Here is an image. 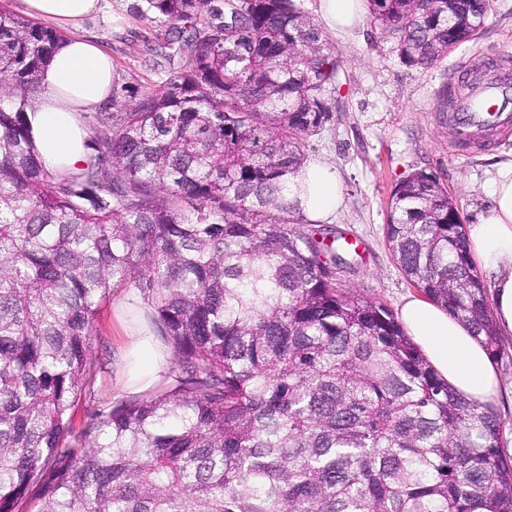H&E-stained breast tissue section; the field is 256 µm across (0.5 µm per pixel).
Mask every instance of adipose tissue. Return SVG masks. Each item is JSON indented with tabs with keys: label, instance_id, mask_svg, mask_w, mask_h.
Here are the masks:
<instances>
[{
	"label": "adipose tissue",
	"instance_id": "1",
	"mask_svg": "<svg viewBox=\"0 0 512 512\" xmlns=\"http://www.w3.org/2000/svg\"><path fill=\"white\" fill-rule=\"evenodd\" d=\"M30 18L77 25L99 0H14ZM112 59L92 41L68 37L39 74V92L26 108L32 141L47 170L64 177L91 157L84 115L112 91ZM296 218L305 224L331 221L343 202L335 170L311 161L299 172ZM490 206L466 227L470 253L487 276L499 331L512 336V160L498 164L487 185ZM400 319L432 367L461 395L485 402L499 391L498 375L471 330L433 303L408 298ZM171 364L167 348L149 335L133 336L118 377L117 395L142 392L163 381Z\"/></svg>",
	"mask_w": 512,
	"mask_h": 512
}]
</instances>
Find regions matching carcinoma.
I'll list each match as a JSON object with an SVG mask.
<instances>
[{
    "instance_id": "obj_1",
    "label": "carcinoma",
    "mask_w": 512,
    "mask_h": 512,
    "mask_svg": "<svg viewBox=\"0 0 512 512\" xmlns=\"http://www.w3.org/2000/svg\"><path fill=\"white\" fill-rule=\"evenodd\" d=\"M488 0H367L401 58L470 42ZM166 78L112 83L94 159L60 178L26 107L59 32L0 8V512H512L490 402L442 378L384 304L341 292L340 238L290 222L336 60L298 0H142ZM403 275L501 357L488 288L437 178L394 189ZM135 288L168 385L73 431L101 303Z\"/></svg>"
}]
</instances>
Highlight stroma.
I'll list each match as a JSON object with an SVG mask.
<instances>
[{"mask_svg":"<svg viewBox=\"0 0 512 512\" xmlns=\"http://www.w3.org/2000/svg\"><path fill=\"white\" fill-rule=\"evenodd\" d=\"M140 3L99 0L97 11L75 33L100 45L111 56L117 79L144 93L168 67L157 49L167 25L140 18ZM327 42L337 61L333 114L322 130L304 138L302 151L306 160L324 159L335 166L344 205L331 229L363 243L351 266L337 270L338 287L379 300L396 312L408 297L420 295L398 269L385 240L388 202L396 184L416 171L433 174L455 198L468 224L488 207L485 188L495 164L512 159V134L477 153L459 150L443 100L452 74L469 56H512V0H490L477 38L430 68L403 63L396 39L366 17L345 33L328 36ZM150 329L142 308H127L124 291L111 292L91 343L94 391L91 399L79 401L75 429L92 422L97 410L113 405L112 385L126 344L136 331Z\"/></svg>","mask_w":512,"mask_h":512,"instance_id":"obj_1","label":"stroma"}]
</instances>
